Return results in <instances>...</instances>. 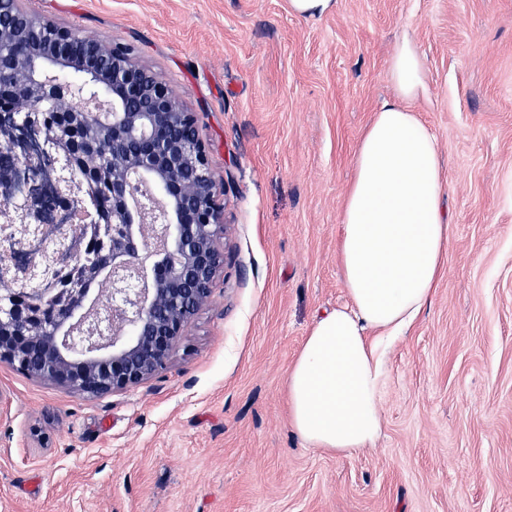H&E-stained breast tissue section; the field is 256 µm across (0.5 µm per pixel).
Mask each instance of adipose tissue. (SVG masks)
<instances>
[{"mask_svg": "<svg viewBox=\"0 0 512 512\" xmlns=\"http://www.w3.org/2000/svg\"><path fill=\"white\" fill-rule=\"evenodd\" d=\"M389 75L394 94L358 143L343 204L348 303L315 321L288 371L293 429L308 446L336 454L380 438L378 341L420 315L448 261L452 216L442 204L437 140L408 107L427 91L411 35L399 40Z\"/></svg>", "mask_w": 512, "mask_h": 512, "instance_id": "obj_1", "label": "adipose tissue"}]
</instances>
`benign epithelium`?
I'll return each instance as SVG.
<instances>
[{"instance_id":"benign-epithelium-1","label":"benign epithelium","mask_w":512,"mask_h":512,"mask_svg":"<svg viewBox=\"0 0 512 512\" xmlns=\"http://www.w3.org/2000/svg\"><path fill=\"white\" fill-rule=\"evenodd\" d=\"M75 64L86 85L85 106H56L68 94L50 72ZM0 87L13 109L0 112V197L24 190V223L54 218L45 201L72 210L88 204L94 225L79 244L91 263H59L110 281V293L64 285L58 272L27 283L34 262L23 249L28 233H0L23 275L1 288L0 362L79 393L104 395L135 386L166 364L180 336L207 303L225 265L217 239L225 194L213 176L198 117L173 89L139 64L130 47L83 38L29 10L0 0ZM44 116L45 137L80 165L71 174L80 196L61 191L59 178L29 177L39 143L14 112Z\"/></svg>"}]
</instances>
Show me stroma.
Returning <instances> with one entry per match:
<instances>
[{
  "label": "stroma",
  "instance_id": "obj_1",
  "mask_svg": "<svg viewBox=\"0 0 512 512\" xmlns=\"http://www.w3.org/2000/svg\"><path fill=\"white\" fill-rule=\"evenodd\" d=\"M134 46L196 112L225 187L223 273L166 367L80 395L0 363V512H512V0H24ZM429 91L453 232L418 320L385 350L384 430L304 445L286 377L345 300L358 142L402 31Z\"/></svg>",
  "mask_w": 512,
  "mask_h": 512
}]
</instances>
